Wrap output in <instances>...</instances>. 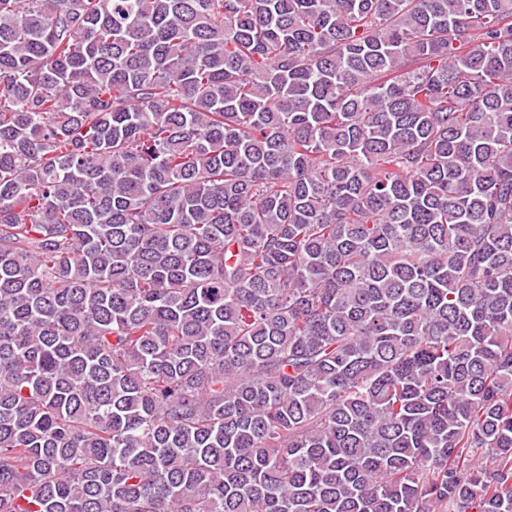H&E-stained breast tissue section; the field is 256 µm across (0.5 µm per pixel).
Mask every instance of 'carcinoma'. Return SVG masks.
<instances>
[{"instance_id":"1","label":"carcinoma","mask_w":512,"mask_h":512,"mask_svg":"<svg viewBox=\"0 0 512 512\" xmlns=\"http://www.w3.org/2000/svg\"><path fill=\"white\" fill-rule=\"evenodd\" d=\"M0 512H512V0H0Z\"/></svg>"}]
</instances>
